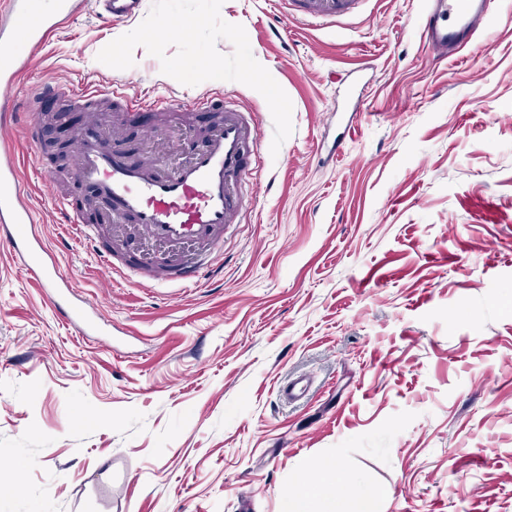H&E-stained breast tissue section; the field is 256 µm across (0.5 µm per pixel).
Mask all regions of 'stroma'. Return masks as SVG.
<instances>
[{"label":"stroma","mask_w":512,"mask_h":512,"mask_svg":"<svg viewBox=\"0 0 512 512\" xmlns=\"http://www.w3.org/2000/svg\"><path fill=\"white\" fill-rule=\"evenodd\" d=\"M305 3L220 9L292 102L276 152L247 85L180 84L142 47L125 70L98 61L152 0L124 20L86 0L16 81L21 111L45 114L16 144L38 231L95 330L59 319L0 250V512H282L301 478L347 496L323 458L376 491V512H512V0L460 60L427 45L422 0ZM90 82L172 105L163 135L114 127L134 161L185 159L170 142L188 129L205 140L197 97L256 114L253 197L213 287L130 286L64 236L56 196L90 192L74 149L59 176L35 158L63 111L35 97ZM301 374L312 389L288 402Z\"/></svg>","instance_id":"35a3bbf8"}]
</instances>
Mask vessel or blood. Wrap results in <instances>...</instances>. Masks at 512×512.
Masks as SVG:
<instances>
[{
    "instance_id": "b4317fda",
    "label": "vessel or blood",
    "mask_w": 512,
    "mask_h": 512,
    "mask_svg": "<svg viewBox=\"0 0 512 512\" xmlns=\"http://www.w3.org/2000/svg\"><path fill=\"white\" fill-rule=\"evenodd\" d=\"M486 2L429 0L428 12L433 18H453L456 26L468 29ZM79 6L80 0H57L54 13L47 15L34 0H0V241L8 243L12 257L27 264L46 288L58 316L70 323L85 320L86 310L79 303H62L59 291L69 282L35 230L36 210L20 186L22 163L12 132L22 123L32 136L36 124L22 122L9 90ZM20 35L28 46L23 54L16 49ZM107 97L121 107L115 115L119 124L151 107L150 102L116 88L105 92L86 85L71 93L77 107H89ZM195 106L214 113L215 124L203 146L171 169L159 161L148 165L128 161L107 147V136L97 122H90L78 136L76 179L109 201L116 222L133 224L139 234L133 251L121 262H113L111 254L96 245L98 227L84 223L74 207L64 206L63 219L72 238L92 247L97 261L111 275L123 278L131 272L159 283L210 285L197 257L219 250L225 226L238 223L245 201V174L261 133L258 124L224 95L203 97Z\"/></svg>"
}]
</instances>
